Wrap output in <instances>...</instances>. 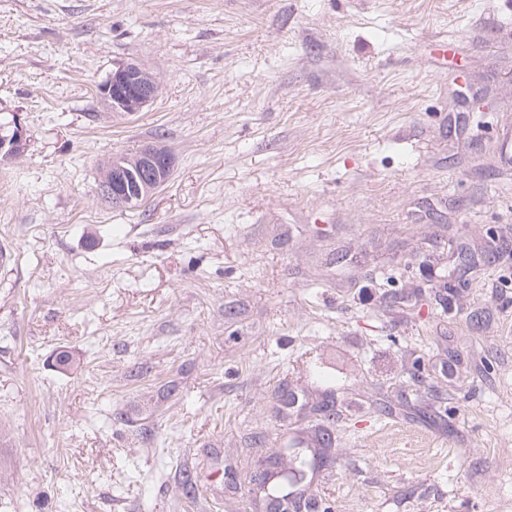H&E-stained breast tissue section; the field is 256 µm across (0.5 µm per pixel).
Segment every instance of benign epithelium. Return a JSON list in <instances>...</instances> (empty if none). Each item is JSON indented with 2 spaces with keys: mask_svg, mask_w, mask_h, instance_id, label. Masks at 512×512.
I'll return each mask as SVG.
<instances>
[{
  "mask_svg": "<svg viewBox=\"0 0 512 512\" xmlns=\"http://www.w3.org/2000/svg\"><path fill=\"white\" fill-rule=\"evenodd\" d=\"M147 70L137 63L116 68L99 85V96L112 112L134 114L142 111L157 95V81H146ZM10 134L0 136V163L10 162L26 148L23 127L17 118L8 123ZM173 161L161 147L146 145L138 151V164L128 169L116 161L103 172L99 190L109 202L132 206L148 198L172 173Z\"/></svg>",
  "mask_w": 512,
  "mask_h": 512,
  "instance_id": "benign-epithelium-1",
  "label": "benign epithelium"
}]
</instances>
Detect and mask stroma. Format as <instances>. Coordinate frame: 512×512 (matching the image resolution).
Segmentation results:
<instances>
[{"label": "stroma", "instance_id": "stroma-1", "mask_svg": "<svg viewBox=\"0 0 512 512\" xmlns=\"http://www.w3.org/2000/svg\"><path fill=\"white\" fill-rule=\"evenodd\" d=\"M0 114V512H267L326 436L290 512H512V0H0ZM147 70L137 63H126L116 68L99 85V96L111 112L135 114L155 98L157 80L146 81ZM8 122H0V128ZM10 134L6 137L0 136V163L10 162L22 155L26 148V137L23 127L15 116L7 125ZM172 169V157L167 150L146 145L138 151V165L132 169L115 161L108 171L104 170L99 183L100 194L109 203L134 206V203L148 198L162 181L167 180Z\"/></svg>", "mask_w": 512, "mask_h": 512}]
</instances>
